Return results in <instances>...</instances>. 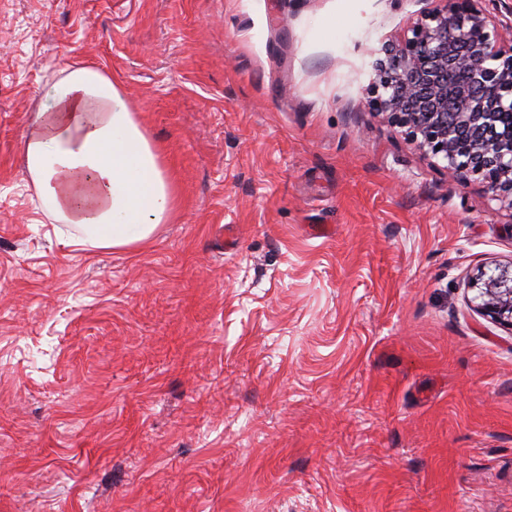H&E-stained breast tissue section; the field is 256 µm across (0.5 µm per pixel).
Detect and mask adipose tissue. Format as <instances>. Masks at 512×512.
<instances>
[{"mask_svg":"<svg viewBox=\"0 0 512 512\" xmlns=\"http://www.w3.org/2000/svg\"><path fill=\"white\" fill-rule=\"evenodd\" d=\"M21 150L49 218L80 228L67 246L147 245L173 210L160 155L111 80L71 69L46 91Z\"/></svg>","mask_w":512,"mask_h":512,"instance_id":"adipose-tissue-1","label":"adipose tissue"}]
</instances>
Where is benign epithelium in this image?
Returning a JSON list of instances; mask_svg holds the SVG:
<instances>
[{"mask_svg":"<svg viewBox=\"0 0 512 512\" xmlns=\"http://www.w3.org/2000/svg\"><path fill=\"white\" fill-rule=\"evenodd\" d=\"M479 2L446 0L386 46L369 105L448 177L478 180L512 210V22ZM473 287L480 314L512 329V264L480 272Z\"/></svg>","mask_w":512,"mask_h":512,"instance_id":"1","label":"benign epithelium"}]
</instances>
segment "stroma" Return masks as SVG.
<instances>
[{"label":"stroma","mask_w":512,"mask_h":512,"mask_svg":"<svg viewBox=\"0 0 512 512\" xmlns=\"http://www.w3.org/2000/svg\"><path fill=\"white\" fill-rule=\"evenodd\" d=\"M443 0H0V512H512V210L368 108ZM100 70L175 195L74 250L21 141ZM478 289L480 314L512 329V264L499 266L492 273L481 271L473 282Z\"/></svg>","instance_id":"1"}]
</instances>
